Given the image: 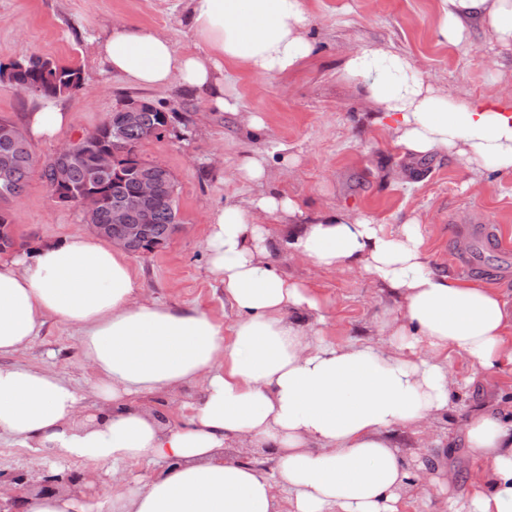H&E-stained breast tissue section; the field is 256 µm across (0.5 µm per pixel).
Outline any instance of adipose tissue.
<instances>
[{
	"label": "adipose tissue",
	"instance_id": "ef3b65f1",
	"mask_svg": "<svg viewBox=\"0 0 512 512\" xmlns=\"http://www.w3.org/2000/svg\"><path fill=\"white\" fill-rule=\"evenodd\" d=\"M439 2L441 40L461 41L476 19L512 46V0ZM187 21L193 50L119 22L99 51L132 84L176 82L231 112L225 66L274 77L312 53L305 0H188ZM340 72L382 105L371 122L405 151L448 154L476 175L512 170L505 101L448 104L406 57L382 50L349 55ZM238 175L259 193L212 212L206 235L232 327L146 297L127 253L82 230L0 257V435L41 459L92 465L109 483L101 501L31 490L21 512H401L403 491L426 499L434 488L448 504L464 500V512H512V424L502 411L461 418L464 446L484 465L462 493L410 466L392 439L451 410V357L483 371L512 364V300L432 270L414 218L389 229L336 208L272 240L260 216H295L296 202L267 189L263 154L246 156ZM279 252L356 272L397 297L381 324L388 345L325 342L315 331L322 301L278 271ZM50 320L77 330L93 400L54 372L9 363ZM195 382L199 395L177 406L183 426L164 425L144 404ZM242 438L268 449L274 473L225 458ZM141 462L154 470L139 482L130 468Z\"/></svg>",
	"mask_w": 512,
	"mask_h": 512
}]
</instances>
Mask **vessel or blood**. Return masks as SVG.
<instances>
[{"instance_id": "vessel-or-blood-1", "label": "vessel or blood", "mask_w": 512, "mask_h": 512, "mask_svg": "<svg viewBox=\"0 0 512 512\" xmlns=\"http://www.w3.org/2000/svg\"><path fill=\"white\" fill-rule=\"evenodd\" d=\"M449 239L466 238L463 251L450 253L448 260L462 271L483 270L497 277L512 270V228L501 224H456L448 227Z\"/></svg>"}]
</instances>
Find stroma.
<instances>
[{"label": "stroma", "instance_id": "obj_1", "mask_svg": "<svg viewBox=\"0 0 512 512\" xmlns=\"http://www.w3.org/2000/svg\"><path fill=\"white\" fill-rule=\"evenodd\" d=\"M185 6V0H0V62L37 54L78 66L83 76L82 90L59 100L69 124L54 138L33 142L32 173L21 196L8 204L18 240L33 247L84 227L78 207L52 197L42 169L60 145L94 130L125 102L143 99L178 114L165 136L143 142L139 154L173 173L183 229L162 251L130 259L147 295L168 306L195 307L232 324L224 291L208 269L206 224L225 200L255 194V186L236 170L245 155L256 152L269 155V188L294 199L302 218L336 207L391 229L418 218L428 264L441 273L449 270L442 252L448 223L480 220L512 227L511 172L490 168L476 178L446 154L404 152L390 130L370 123L379 106L364 87L336 74L350 53L382 49L407 57L451 101L497 95L512 101V48L498 45L483 25L467 22L461 42L443 43L435 34L438 0H308L310 59L273 78L225 67L224 94L237 104L230 113L212 108L205 94L176 84L135 86L110 73L98 53L112 24L121 21L158 31L178 50L193 49ZM253 113L265 121L262 132L247 125ZM278 142L290 146L289 163L272 154ZM276 264L323 300L318 330L325 341L344 346L381 339V319L396 303L376 283L286 253L277 255ZM12 361L57 372L84 396L93 392L72 331L64 325L47 322ZM452 366L459 380L453 411L423 433L397 430L395 442L410 465L438 463L463 484L479 464L464 446L450 451L443 443L469 408L497 407L512 419V364L484 372L456 357Z\"/></svg>", "mask_w": 512, "mask_h": 512}]
</instances>
